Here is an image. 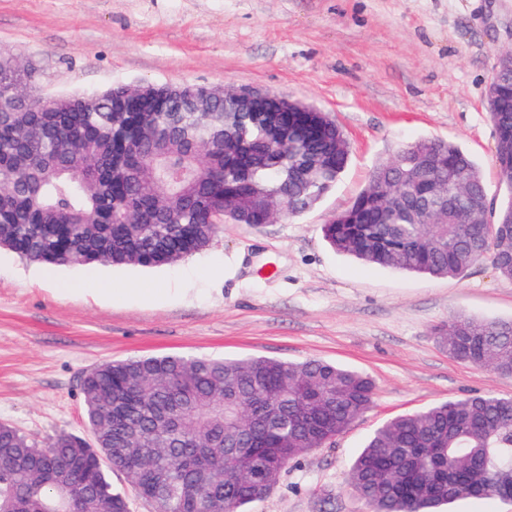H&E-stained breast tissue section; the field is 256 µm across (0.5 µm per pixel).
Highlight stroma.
Instances as JSON below:
<instances>
[{"label":"stroma","mask_w":512,"mask_h":512,"mask_svg":"<svg viewBox=\"0 0 512 512\" xmlns=\"http://www.w3.org/2000/svg\"><path fill=\"white\" fill-rule=\"evenodd\" d=\"M0 48L37 65L49 97L141 83L272 91L329 112L351 149L336 188L300 218L224 225L168 266H99L122 291L112 300L59 294L83 267L11 257L0 423L88 435L80 377L111 360L321 359L371 377L375 403L246 512H368L347 472L384 422L472 393L512 398V376L456 361L433 334L455 314L512 320V282L486 263L461 279L368 266L321 233L378 163L420 138L467 150L494 205L512 196L485 108L494 52L512 49V0H0Z\"/></svg>","instance_id":"1"}]
</instances>
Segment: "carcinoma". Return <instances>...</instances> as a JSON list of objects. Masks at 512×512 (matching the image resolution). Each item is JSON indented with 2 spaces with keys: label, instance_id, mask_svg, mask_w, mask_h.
<instances>
[{
  "label": "carcinoma",
  "instance_id": "1",
  "mask_svg": "<svg viewBox=\"0 0 512 512\" xmlns=\"http://www.w3.org/2000/svg\"><path fill=\"white\" fill-rule=\"evenodd\" d=\"M39 72L0 50V246L49 265H172L223 224L290 217L333 190L349 143L326 112L283 122L206 87L118 85L47 105ZM494 162L511 197L485 220L480 167L457 143L412 142L378 166L352 205L321 226L369 266L435 278L487 262L512 282V93L487 101ZM413 177L427 193H408ZM456 360L512 375V321L454 315L434 329ZM93 435L33 439L0 423V512H130L109 472L165 512H241L288 467L374 404L372 380L323 360L150 356L86 371ZM512 398L474 394L383 423L352 461L348 484L370 512H436L512 486Z\"/></svg>",
  "mask_w": 512,
  "mask_h": 512
}]
</instances>
